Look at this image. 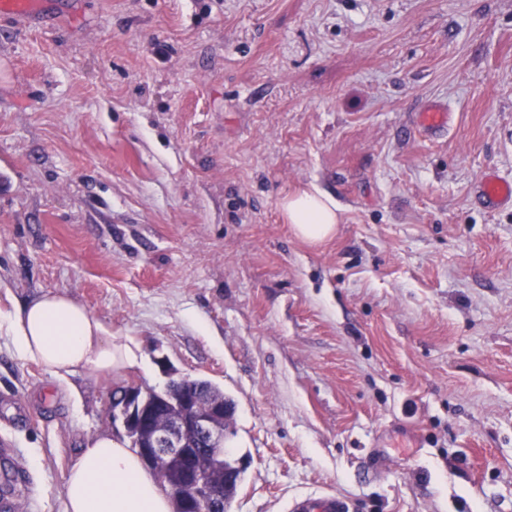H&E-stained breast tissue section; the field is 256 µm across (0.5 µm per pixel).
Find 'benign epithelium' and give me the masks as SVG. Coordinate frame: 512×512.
<instances>
[{
    "instance_id": "benign-epithelium-1",
    "label": "benign epithelium",
    "mask_w": 512,
    "mask_h": 512,
    "mask_svg": "<svg viewBox=\"0 0 512 512\" xmlns=\"http://www.w3.org/2000/svg\"><path fill=\"white\" fill-rule=\"evenodd\" d=\"M185 381L184 377L172 379L155 392L157 399L175 405L173 413L164 415L161 429L150 427L153 415L135 385L124 392L120 404L112 405V427H122L138 441L144 463L178 504V512H222L225 490L246 469L245 458L233 459L224 448L226 430L221 423L230 420L233 409L222 400H213L206 410H199L195 396L184 387ZM190 436L223 462L224 481L206 477L188 448Z\"/></svg>"
}]
</instances>
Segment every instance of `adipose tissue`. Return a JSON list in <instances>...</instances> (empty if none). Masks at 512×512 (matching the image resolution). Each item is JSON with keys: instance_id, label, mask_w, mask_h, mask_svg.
<instances>
[{"instance_id": "adipose-tissue-1", "label": "adipose tissue", "mask_w": 512, "mask_h": 512, "mask_svg": "<svg viewBox=\"0 0 512 512\" xmlns=\"http://www.w3.org/2000/svg\"><path fill=\"white\" fill-rule=\"evenodd\" d=\"M284 223L298 238L318 245L341 220L336 202L318 188L289 191L279 202ZM9 329L18 354L58 379L79 372L114 374L131 364L128 343L70 297L45 294L18 308ZM65 512H172L136 449L108 434L90 438L63 485Z\"/></svg>"}]
</instances>
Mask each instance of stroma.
<instances>
[{
  "label": "stroma",
  "instance_id": "stroma-1",
  "mask_svg": "<svg viewBox=\"0 0 512 512\" xmlns=\"http://www.w3.org/2000/svg\"><path fill=\"white\" fill-rule=\"evenodd\" d=\"M444 137L414 128L433 103ZM512 0H40L0 18V320L67 295L127 340L60 383L0 331V512H64L116 389L232 400L228 512H512ZM314 185L335 236L279 201ZM476 197L485 208L495 209L512 203V182H507L488 172L479 179ZM279 209L295 236L314 245L332 237L341 220L336 201L315 186L289 191L280 199ZM349 509V504L345 500L329 496L317 503L306 499L295 500L291 505L290 512H350Z\"/></svg>",
  "mask_w": 512,
  "mask_h": 512
}]
</instances>
